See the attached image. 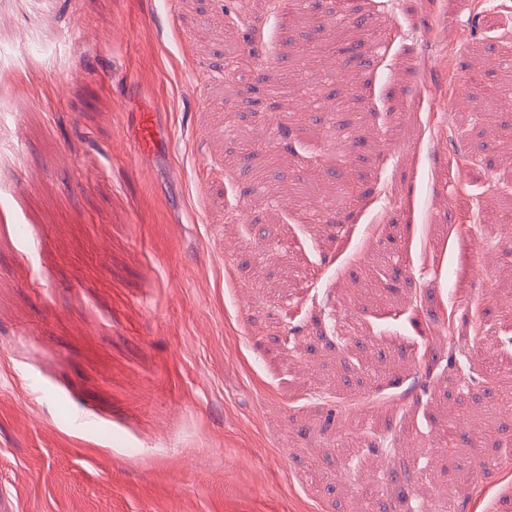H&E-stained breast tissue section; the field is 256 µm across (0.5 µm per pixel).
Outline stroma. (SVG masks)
<instances>
[{
    "label": "stroma",
    "mask_w": 512,
    "mask_h": 512,
    "mask_svg": "<svg viewBox=\"0 0 512 512\" xmlns=\"http://www.w3.org/2000/svg\"><path fill=\"white\" fill-rule=\"evenodd\" d=\"M353 5L381 48L349 50L330 0L289 32L248 0H0V46L34 19L55 54L0 69V512H351L367 486L373 512H495L512 491V369L484 362L495 333L512 356V248L479 245L512 115L477 156L459 94L512 53V0ZM145 109L148 161L123 138ZM339 181L361 195L330 223L291 194ZM458 419L477 432L437 453ZM130 137L139 144L142 157L152 158L162 142L161 126L155 112H143L142 119L132 128Z\"/></svg>",
    "instance_id": "1"
}]
</instances>
